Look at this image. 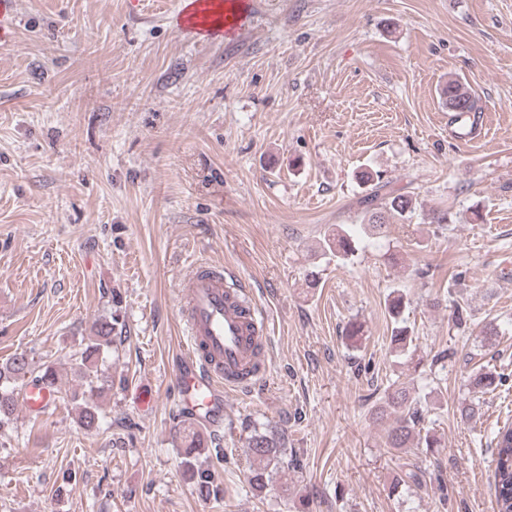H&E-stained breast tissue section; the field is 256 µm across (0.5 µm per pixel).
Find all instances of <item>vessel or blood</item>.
<instances>
[{"label": "vessel or blood", "instance_id": "1", "mask_svg": "<svg viewBox=\"0 0 512 512\" xmlns=\"http://www.w3.org/2000/svg\"><path fill=\"white\" fill-rule=\"evenodd\" d=\"M180 315L187 346L179 358L177 406L210 426L224 417V392L248 390L266 369L267 315L250 298L243 280L224 269L196 267L186 278Z\"/></svg>", "mask_w": 512, "mask_h": 512}]
</instances>
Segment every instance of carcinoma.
<instances>
[{
    "label": "carcinoma",
    "instance_id": "obj_1",
    "mask_svg": "<svg viewBox=\"0 0 512 512\" xmlns=\"http://www.w3.org/2000/svg\"><path fill=\"white\" fill-rule=\"evenodd\" d=\"M448 109L457 116L470 121V115L477 110V102L458 79L448 81L441 89ZM357 180L371 186V192L361 201L364 212L355 224H338L336 228L324 234L319 240V248L325 255L347 261L358 251L359 236L373 237L379 230L393 221H411L417 214L413 197L405 193L385 191L380 183V175L370 170H362ZM409 304L408 294L401 289L392 290L386 299L388 313L393 321L390 336L391 349L396 355L405 358L407 366L419 370L423 359L409 354L413 343L412 330L404 318ZM117 323L113 317L98 319L92 335L74 358L72 369L78 378L83 393L92 396L102 395L112 390V368L106 364V358L112 349ZM28 382L48 389L50 395L58 392L57 378L52 367L35 365L25 353L15 354L11 361L0 367V428L9 424L19 406L17 385ZM497 388L496 376L484 369L469 378V392L473 399L458 406L460 419L464 422L474 420L479 413V404L474 398L490 393ZM428 408L422 405L419 397L412 395L410 389L398 381H393L386 390L384 401L375 409L376 419L388 421L385 429V443L390 448L425 447L431 451L441 447V440L430 431H422L421 423ZM81 424L91 430L100 427L101 414L98 404L86 397L78 406ZM184 467L196 486L199 494L205 498L217 499L222 494L221 487L215 482L211 470L198 464L202 442L200 435L191 431L187 434ZM494 492L497 512H512V424L499 428L495 437ZM247 448L251 459L249 482L257 494L266 492L274 471L283 463L286 456L284 435L270 431H254L248 438Z\"/></svg>",
    "mask_w": 512,
    "mask_h": 512
}]
</instances>
